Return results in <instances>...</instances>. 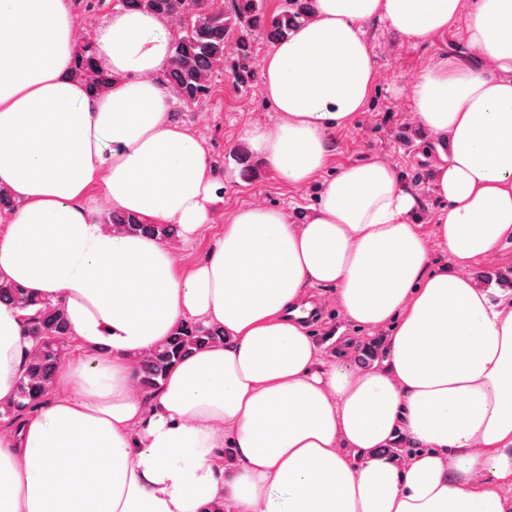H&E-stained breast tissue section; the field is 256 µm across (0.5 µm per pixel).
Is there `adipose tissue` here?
<instances>
[{"label": "adipose tissue", "mask_w": 512, "mask_h": 512, "mask_svg": "<svg viewBox=\"0 0 512 512\" xmlns=\"http://www.w3.org/2000/svg\"><path fill=\"white\" fill-rule=\"evenodd\" d=\"M462 7L314 0L261 61L277 126L243 140L307 183L375 84L364 23L420 41ZM467 41L476 63L441 62L411 88L421 125L447 137L434 187L450 266L429 263L417 197L369 161L327 181L301 223L237 210L182 274L169 244L98 217L104 202L186 241L211 221L217 172L171 117L162 18L118 10L95 29L112 83L94 94L74 74L67 0H0V187L17 203L0 214V282L62 305L82 350L37 411L0 429V512H512L498 491L512 477V305L457 269L512 238V0H474ZM313 285L357 325L389 328L381 359L321 361L294 317ZM191 319L223 342L144 393L137 361ZM32 350L22 312L0 302V405ZM400 439L413 452L399 461Z\"/></svg>", "instance_id": "ef3b65f1"}]
</instances>
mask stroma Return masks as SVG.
<instances>
[{"instance_id": "stroma-1", "label": "stroma", "mask_w": 512, "mask_h": 512, "mask_svg": "<svg viewBox=\"0 0 512 512\" xmlns=\"http://www.w3.org/2000/svg\"><path fill=\"white\" fill-rule=\"evenodd\" d=\"M467 12H460L445 31L415 43L385 22H367L366 39L378 69L377 83L363 112L346 126L329 131L330 154L324 169L309 183L296 186L273 174L242 140L243 130L253 124L275 127L279 115L260 94L259 86H244L230 73L216 77L210 97L193 106L174 104L172 118L183 124L207 148L221 171L211 224L192 241L177 242L179 271H187L204 260L223 236L224 225L236 210L264 205L281 208L292 215L306 213L315 205L320 186L345 167L366 161L390 164L419 200L416 222L426 240L433 267L447 266L448 249L436 234L434 220L442 203L434 191L433 173L441 164L435 133L422 130L414 111L410 78L425 67L453 58L464 63L476 55L467 43ZM309 294L324 303L322 318L310 333L322 347V359L359 368V349L373 346L382 351L386 330L361 328L345 315L335 290L312 286Z\"/></svg>"}]
</instances>
